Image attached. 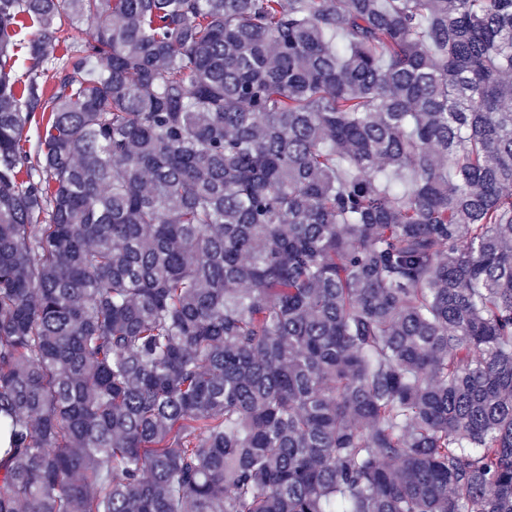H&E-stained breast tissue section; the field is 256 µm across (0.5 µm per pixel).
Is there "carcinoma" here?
I'll return each instance as SVG.
<instances>
[{
	"label": "carcinoma",
	"mask_w": 512,
	"mask_h": 512,
	"mask_svg": "<svg viewBox=\"0 0 512 512\" xmlns=\"http://www.w3.org/2000/svg\"><path fill=\"white\" fill-rule=\"evenodd\" d=\"M0 429V512H512V0H0Z\"/></svg>",
	"instance_id": "1"
}]
</instances>
